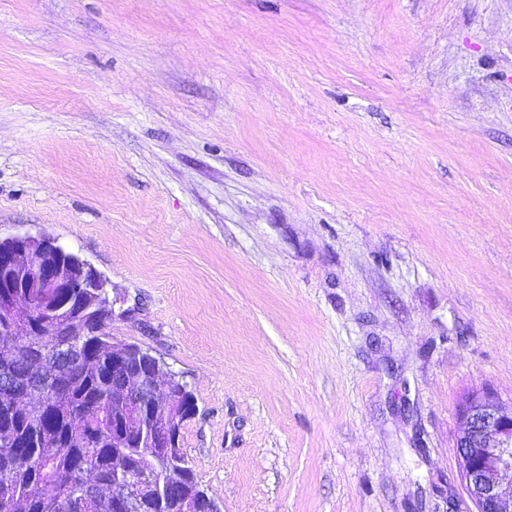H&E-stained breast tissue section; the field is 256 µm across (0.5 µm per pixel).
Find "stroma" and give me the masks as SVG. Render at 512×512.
Instances as JSON below:
<instances>
[{"label": "stroma", "instance_id": "stroma-1", "mask_svg": "<svg viewBox=\"0 0 512 512\" xmlns=\"http://www.w3.org/2000/svg\"><path fill=\"white\" fill-rule=\"evenodd\" d=\"M112 288L221 512H470L512 402V0H0V235ZM458 419L453 451L472 512H511L505 495L512 504V405L506 408L491 391H472L462 399Z\"/></svg>", "mask_w": 512, "mask_h": 512}]
</instances>
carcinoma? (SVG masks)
<instances>
[{
    "mask_svg": "<svg viewBox=\"0 0 512 512\" xmlns=\"http://www.w3.org/2000/svg\"><path fill=\"white\" fill-rule=\"evenodd\" d=\"M29 309L32 336H0L15 350L16 385L0 384V435L11 433L19 448L0 446V512H112V469L132 468L144 484L145 504L176 484L171 512H213L211 498L197 479L193 462L177 448L182 430L196 410L190 391L180 392L171 418L179 434L173 448H155L150 425L152 397L112 401V343L105 331L112 303L82 309L72 288H0L4 302ZM78 319L89 338L83 361L58 372L45 387L27 383L25 368L34 343L52 352L68 341L60 322ZM126 419L139 448L112 447V428Z\"/></svg>",
    "mask_w": 512,
    "mask_h": 512,
    "instance_id": "cac0c4a2",
    "label": "carcinoma"
}]
</instances>
